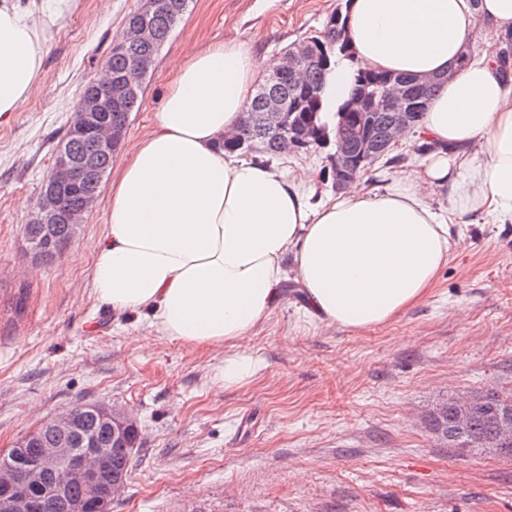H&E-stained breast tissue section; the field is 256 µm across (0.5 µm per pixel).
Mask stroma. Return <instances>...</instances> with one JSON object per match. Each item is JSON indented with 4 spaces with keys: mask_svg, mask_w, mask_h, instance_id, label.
<instances>
[{
    "mask_svg": "<svg viewBox=\"0 0 512 512\" xmlns=\"http://www.w3.org/2000/svg\"><path fill=\"white\" fill-rule=\"evenodd\" d=\"M344 0H192L155 58L126 141L151 132L172 72L209 44L284 55L322 35ZM143 0H80L53 30L45 78L0 123V453L78 404L130 410L141 447L112 512H512V456L437 441L440 400L512 391V223L462 216L464 241L430 295L392 322L352 331L286 302L235 345L146 344L143 319H114L88 283L108 194L60 254L36 259L20 200L37 204L74 106ZM328 148L282 156L334 194ZM83 260L71 264V252ZM251 356L224 384V358Z\"/></svg>",
    "mask_w": 512,
    "mask_h": 512,
    "instance_id": "stroma-1",
    "label": "stroma"
}]
</instances>
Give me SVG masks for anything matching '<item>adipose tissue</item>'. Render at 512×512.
I'll list each match as a JSON object with an SVG mask.
<instances>
[{
	"instance_id": "ef3b65f1",
	"label": "adipose tissue",
	"mask_w": 512,
	"mask_h": 512,
	"mask_svg": "<svg viewBox=\"0 0 512 512\" xmlns=\"http://www.w3.org/2000/svg\"><path fill=\"white\" fill-rule=\"evenodd\" d=\"M78 0H0V119L45 77L55 27ZM512 30V0H350L347 54L324 88L327 123L357 67L438 78L421 123L431 151L410 174L313 203L295 175L225 151L256 79L281 60L236 41L177 67L155 129L127 149L90 268L99 301L143 314L148 333L198 348L249 336L303 288L310 319L361 330L423 301L457 247L450 217L512 222V65L470 43L477 19ZM448 189L434 208L424 189Z\"/></svg>"
}]
</instances>
